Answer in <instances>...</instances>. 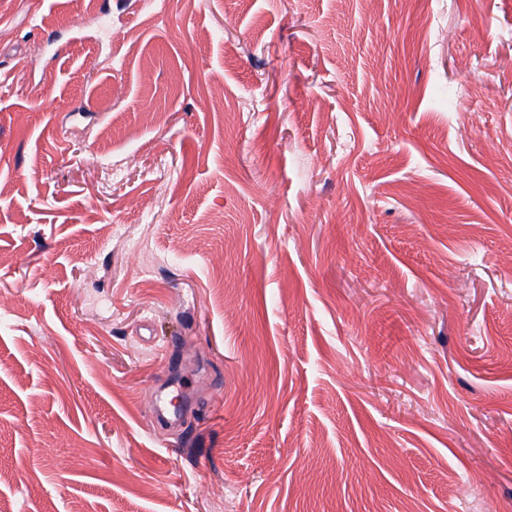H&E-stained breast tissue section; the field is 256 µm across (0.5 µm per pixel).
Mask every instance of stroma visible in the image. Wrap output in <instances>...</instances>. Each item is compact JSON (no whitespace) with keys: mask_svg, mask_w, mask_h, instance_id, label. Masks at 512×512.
<instances>
[{"mask_svg":"<svg viewBox=\"0 0 512 512\" xmlns=\"http://www.w3.org/2000/svg\"><path fill=\"white\" fill-rule=\"evenodd\" d=\"M79 11L0 0V512H512V0Z\"/></svg>","mask_w":512,"mask_h":512,"instance_id":"1","label":"stroma"}]
</instances>
